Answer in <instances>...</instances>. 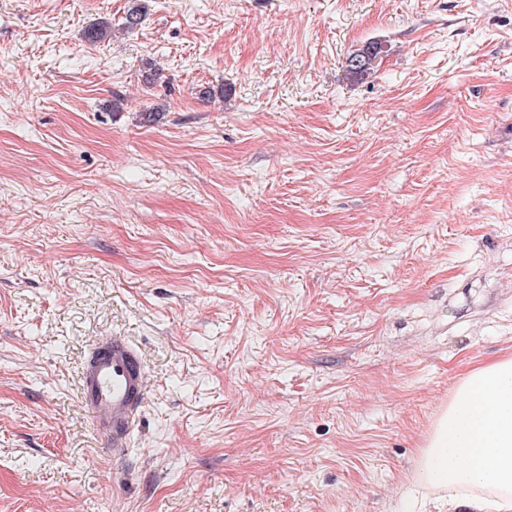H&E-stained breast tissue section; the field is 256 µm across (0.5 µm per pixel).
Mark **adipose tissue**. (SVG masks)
<instances>
[{"label":"adipose tissue","mask_w":512,"mask_h":512,"mask_svg":"<svg viewBox=\"0 0 512 512\" xmlns=\"http://www.w3.org/2000/svg\"><path fill=\"white\" fill-rule=\"evenodd\" d=\"M413 483L437 512H512V357L461 379L439 412Z\"/></svg>","instance_id":"adipose-tissue-1"}]
</instances>
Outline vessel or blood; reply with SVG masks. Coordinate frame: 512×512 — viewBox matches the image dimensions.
Wrapping results in <instances>:
<instances>
[{"mask_svg":"<svg viewBox=\"0 0 512 512\" xmlns=\"http://www.w3.org/2000/svg\"><path fill=\"white\" fill-rule=\"evenodd\" d=\"M149 386L150 372L135 344L123 336L95 341L79 372L78 394L113 453L126 454Z\"/></svg>","mask_w":512,"mask_h":512,"instance_id":"b4317fda","label":"vessel or blood"}]
</instances>
